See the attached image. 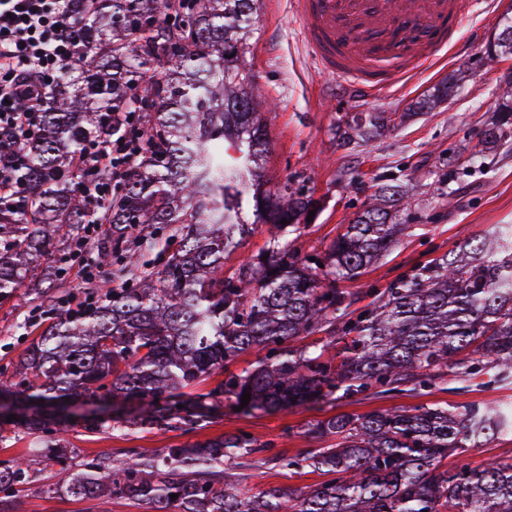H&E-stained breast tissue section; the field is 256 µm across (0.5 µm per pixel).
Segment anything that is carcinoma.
Wrapping results in <instances>:
<instances>
[{"mask_svg": "<svg viewBox=\"0 0 512 512\" xmlns=\"http://www.w3.org/2000/svg\"><path fill=\"white\" fill-rule=\"evenodd\" d=\"M72 2L86 59L59 76L39 132L24 145L17 194L0 199V305L23 286L52 302L69 244L91 223L111 225L97 250L117 287L96 307L37 325L12 372L0 371V405L16 416L0 420V441L36 434L27 452L0 460V512H20L24 487L38 480L49 496L99 501L100 512H111L114 498L147 512H512L511 460L444 464L511 435L512 402L319 420L308 433L331 444L278 460L326 480L257 497L244 495L237 465L224 468L266 451L246 431L154 454L128 448L117 462L107 454L73 462L63 434L76 403L112 406L84 423L88 433L112 437L191 431L222 414L226 399L244 413L276 412L338 392L361 400L418 394L450 379L464 389L512 386V224L464 238L354 307L339 284L392 250L406 228V185L378 184L343 233L301 255L289 235L301 234L317 202L302 174L265 188L267 104L240 56L258 0H178L174 8L172 0H96L90 15L83 0ZM170 11L174 23L161 24ZM184 40V52H167ZM494 52L512 55L511 23ZM452 88L442 81L416 108H434ZM120 105L147 130L143 155L93 211L79 204V150L87 137L111 132L99 113ZM384 124L382 112L354 115L338 129L339 145L365 144ZM510 141L512 90L480 138L484 146ZM246 212L253 223H244ZM256 224L274 229L266 247L225 272L224 257ZM320 332L326 339L302 344ZM338 341L339 360L328 355ZM249 350L257 361L226 373ZM481 376L488 381L476 382Z\"/></svg>", "mask_w": 512, "mask_h": 512, "instance_id": "1", "label": "carcinoma"}]
</instances>
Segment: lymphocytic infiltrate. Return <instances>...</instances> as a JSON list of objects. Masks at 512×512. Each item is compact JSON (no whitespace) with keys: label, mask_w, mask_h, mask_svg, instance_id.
<instances>
[{"label":"lymphocytic infiltrate","mask_w":512,"mask_h":512,"mask_svg":"<svg viewBox=\"0 0 512 512\" xmlns=\"http://www.w3.org/2000/svg\"><path fill=\"white\" fill-rule=\"evenodd\" d=\"M85 47L71 0H0V197L15 193V171L26 141L39 129L46 96L63 69L78 64ZM104 118L118 125L119 133L87 140L80 154V194L91 207L111 197L113 186L137 164L144 147L137 113L108 112ZM108 232V225H87L73 245L76 274L90 289L61 298L60 310L103 301L96 289L102 264L94 245Z\"/></svg>","instance_id":"f902f5d3"}]
</instances>
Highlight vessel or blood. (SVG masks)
<instances>
[{"label": "vessel or blood", "instance_id": "b4317fda", "mask_svg": "<svg viewBox=\"0 0 512 512\" xmlns=\"http://www.w3.org/2000/svg\"><path fill=\"white\" fill-rule=\"evenodd\" d=\"M477 0H298L315 60L346 90L389 89L425 68Z\"/></svg>", "mask_w": 512, "mask_h": 512}]
</instances>
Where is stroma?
<instances>
[{
    "instance_id": "1",
    "label": "stroma",
    "mask_w": 512,
    "mask_h": 512,
    "mask_svg": "<svg viewBox=\"0 0 512 512\" xmlns=\"http://www.w3.org/2000/svg\"><path fill=\"white\" fill-rule=\"evenodd\" d=\"M507 17L512 18V0H493L490 8L462 22L456 46L417 77L390 90L353 95L337 91L335 81L320 73L304 41L294 0H260L254 34L242 50V59L252 69L258 91L270 103L265 180L274 184L296 173L306 174L311 193L320 201L298 240L302 251L324 247L343 232L378 183L394 177L412 186L402 214L406 231L386 257L344 285L359 305L370 302V289L387 288L417 263L448 252L464 237L484 235L495 224H512V141L482 150L474 158L467 153L468 147L477 144L506 85L512 84V56L494 59L488 54L490 42ZM445 78L454 81L447 101L423 115L411 116L413 103L432 94ZM361 112H386L392 122L368 144L338 147L337 124ZM38 306L22 289L0 305V365L16 360L31 343L28 315ZM471 400L509 402L512 387L462 390L451 382L430 394L399 396L383 405L412 408ZM379 405L336 399L249 417L228 410L215 423L188 433L158 431L99 438L76 425L66 437L78 453L117 456L125 448L152 453L244 429L268 445L265 453L254 456L248 469L247 487L256 493L321 482L316 473L292 476L279 466L278 456L322 447V440L306 433L311 423L340 413H367Z\"/></svg>"
}]
</instances>
